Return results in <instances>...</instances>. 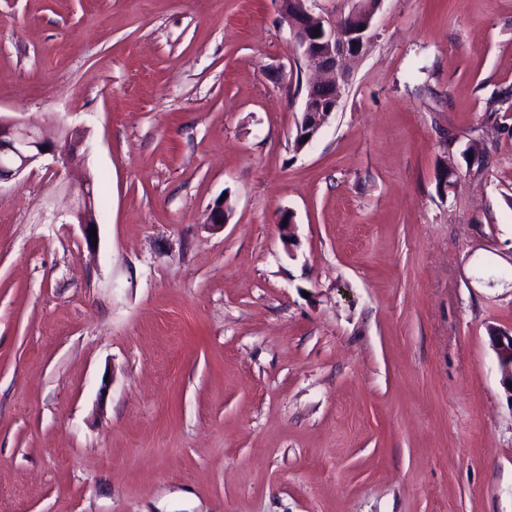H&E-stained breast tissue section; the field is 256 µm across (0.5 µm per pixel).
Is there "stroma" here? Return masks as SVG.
I'll list each match as a JSON object with an SVG mask.
<instances>
[{"mask_svg": "<svg viewBox=\"0 0 512 512\" xmlns=\"http://www.w3.org/2000/svg\"><path fill=\"white\" fill-rule=\"evenodd\" d=\"M375 23L298 151L277 0H0V114L104 212L0 185V512H512V0ZM84 144V133L66 131L51 139L39 126L0 115V185L2 181L20 176L46 156H51L57 167L70 171ZM74 192H72L70 206L65 213L64 224H78L82 229L86 243L90 249H95L94 241L90 240V226L96 229L99 225V217L95 209L94 190L91 178L84 175L78 180ZM75 183V184H76ZM493 345L498 353L503 384L506 385L512 399V332L494 336Z\"/></svg>", "mask_w": 512, "mask_h": 512, "instance_id": "obj_1", "label": "stroma"}]
</instances>
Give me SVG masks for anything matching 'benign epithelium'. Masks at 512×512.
I'll use <instances>...</instances> for the list:
<instances>
[{"mask_svg":"<svg viewBox=\"0 0 512 512\" xmlns=\"http://www.w3.org/2000/svg\"><path fill=\"white\" fill-rule=\"evenodd\" d=\"M311 0H280L281 14L288 25L291 42L316 78L309 82L304 95L301 118L297 121L298 148L302 149L319 134L337 111L343 93L352 77V65L363 56L373 38L375 15H361L358 5L346 13L329 17L313 11ZM90 151L85 135L67 131L51 139L43 128L19 118L0 115V182L20 176L27 168L46 156L57 167L71 170L80 147ZM231 209L218 202L210 208L208 223L222 226L229 220ZM65 224H77L82 229L89 248L90 227H98L94 190L87 175L77 181ZM503 373V384L512 393V333L494 337Z\"/></svg>","mask_w":512,"mask_h":512,"instance_id":"benign-epithelium-1","label":"benign epithelium"}]
</instances>
